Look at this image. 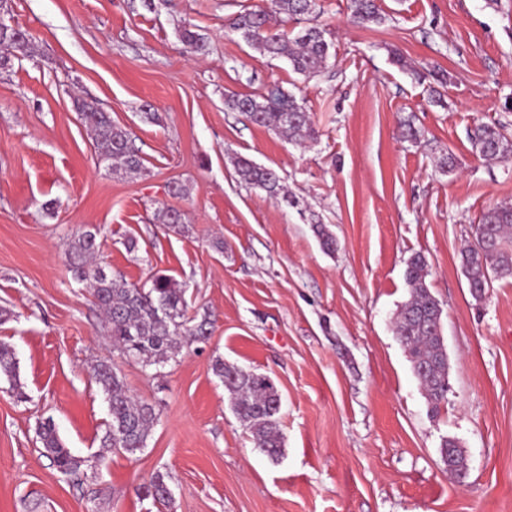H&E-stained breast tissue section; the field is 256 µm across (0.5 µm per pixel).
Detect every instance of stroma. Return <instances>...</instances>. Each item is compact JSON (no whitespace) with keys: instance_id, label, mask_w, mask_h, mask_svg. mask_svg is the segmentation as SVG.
I'll list each match as a JSON object with an SVG mask.
<instances>
[{"instance_id":"stroma-1","label":"stroma","mask_w":512,"mask_h":512,"mask_svg":"<svg viewBox=\"0 0 512 512\" xmlns=\"http://www.w3.org/2000/svg\"><path fill=\"white\" fill-rule=\"evenodd\" d=\"M319 3L311 22L333 47L308 79L227 26L270 0H12L31 48L0 69V309L12 313L0 341L26 397L0 378V512H512V278L478 301L461 268L483 213L512 202V163L476 158L469 141L478 123L512 133V0H381L368 26L347 0ZM274 82L304 99L314 139L225 110L226 93ZM79 98L132 132L142 173L98 163ZM239 156L274 169L294 204L246 186ZM167 209L181 230L161 223ZM86 230L112 274L181 284L211 336L161 366L115 349L69 266ZM416 253L448 353L434 416L393 331ZM219 359L275 384L278 459L232 413ZM100 360L156 408L135 454L99 448ZM48 419L78 475L43 455L35 428ZM447 438L466 450L463 476L440 455ZM159 473L166 507L139 492Z\"/></svg>"}]
</instances>
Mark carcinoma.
Returning a JSON list of instances; mask_svg holds the SVG:
<instances>
[{"instance_id":"cac0c4a2","label":"carcinoma","mask_w":512,"mask_h":512,"mask_svg":"<svg viewBox=\"0 0 512 512\" xmlns=\"http://www.w3.org/2000/svg\"><path fill=\"white\" fill-rule=\"evenodd\" d=\"M317 0H272L269 9H245L231 19L229 28L260 53L272 60L288 61L292 70L305 77L321 72L330 56L326 30L309 25ZM355 23L366 25L381 21L379 0H349ZM294 28L287 29L288 24ZM224 106L242 112L260 126L280 129L295 142L315 136L310 113L297 97L278 84L267 86L257 95H227ZM81 120L93 135L97 160L112 170L138 174L143 164L132 145L130 131L113 122L109 113L95 101L76 102ZM469 140L476 157L484 160L512 158V139L502 129L477 124ZM235 168L246 184L260 189L270 198L289 201L278 174L245 157L234 160ZM99 252L96 234L85 231L69 243L70 265L77 280L86 282L97 307L104 315L106 332L115 347L146 366L167 362L186 344L209 335L208 316L192 325L186 317L185 289L167 275H158L150 288L128 283L113 276L94 260ZM469 291L473 298L484 297L492 281L512 277V203L489 208L475 227V241L461 254ZM428 265L420 254L407 261L406 280L410 298L402 305L394 325L398 341L408 352L413 370L424 391L430 411L435 413L448 395V354L442 332L438 299L426 284ZM214 373L231 398L238 420L252 434L255 447L276 459L282 453L283 440L278 428L279 393L269 378L238 366L216 361ZM6 376L10 389L25 397L17 363L10 345L0 342V376ZM91 378L108 405L109 420L100 447L133 454L146 447L157 419L155 406L130 394L114 365L99 361ZM44 453L63 474L79 471L80 461L64 447L55 425L42 422L37 429ZM440 453L449 456L457 470L465 469L460 445L443 440ZM141 493L160 506L170 504V489L161 474L141 486Z\"/></svg>"}]
</instances>
